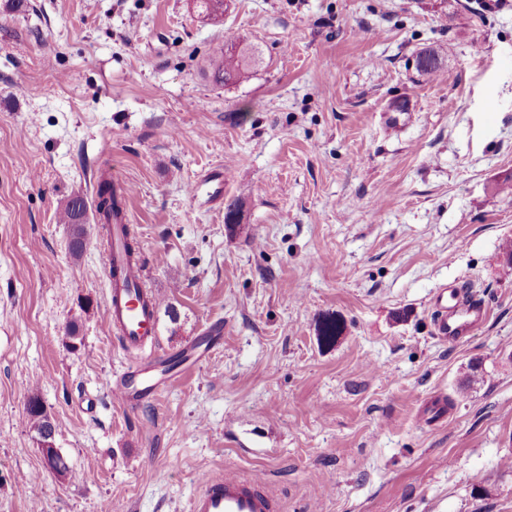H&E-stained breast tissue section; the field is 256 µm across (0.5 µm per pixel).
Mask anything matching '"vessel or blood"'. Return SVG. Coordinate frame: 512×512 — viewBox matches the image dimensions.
Segmentation results:
<instances>
[{"instance_id":"1","label":"vessel or blood","mask_w":512,"mask_h":512,"mask_svg":"<svg viewBox=\"0 0 512 512\" xmlns=\"http://www.w3.org/2000/svg\"><path fill=\"white\" fill-rule=\"evenodd\" d=\"M124 217L114 218L104 272L109 280L110 301L104 318L120 345L131 356V381L112 386L114 401L127 406L158 399L168 386L166 377L155 374L153 356L142 345L155 339L160 298L144 285V266L128 261L125 254ZM434 330L445 343L456 344L478 329L487 311L483 303L461 298L457 289L440 288L432 300ZM190 512H280L279 496L268 479L254 473L225 470L199 478L189 503Z\"/></svg>"}]
</instances>
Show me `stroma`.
<instances>
[{"instance_id": "stroma-1", "label": "stroma", "mask_w": 512, "mask_h": 512, "mask_svg": "<svg viewBox=\"0 0 512 512\" xmlns=\"http://www.w3.org/2000/svg\"><path fill=\"white\" fill-rule=\"evenodd\" d=\"M223 42L256 57L226 86ZM219 168L234 225L203 203ZM103 175L162 299L158 359L209 351L125 407ZM508 240L512 0H227L220 26L196 0H0V512H187L227 468L283 512H512ZM451 284L488 309L454 346L430 305ZM61 221L64 224H75L77 236L72 242V251L75 255L80 254L83 249V242L81 240L83 228L81 224L86 223V205L84 200L80 197L72 198L61 215ZM28 415L30 418V425L32 430L35 432L36 436L39 437L45 431H49L51 427L49 423V415L46 412H43V404L41 402V398L39 395H32L28 402ZM55 432V426L50 428V433ZM52 439L53 435H49L47 433L44 434L39 439L43 463L49 470L54 472L57 476L65 477L66 474L63 472V470L60 469L58 462L61 463L63 469L67 472V474L70 472V468L63 455L58 460V454L60 453V451L58 450V448H55Z\"/></svg>"}]
</instances>
